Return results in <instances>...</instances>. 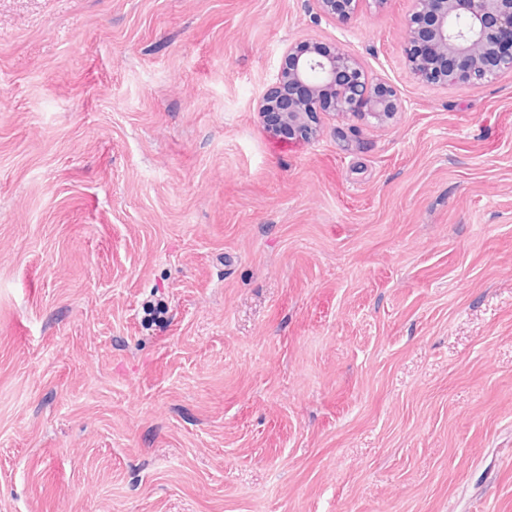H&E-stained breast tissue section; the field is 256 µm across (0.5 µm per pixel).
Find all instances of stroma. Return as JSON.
Returning <instances> with one entry per match:
<instances>
[{"label": "stroma", "instance_id": "stroma-1", "mask_svg": "<svg viewBox=\"0 0 512 512\" xmlns=\"http://www.w3.org/2000/svg\"><path fill=\"white\" fill-rule=\"evenodd\" d=\"M413 0H0V512H512V74ZM404 109L271 133L288 45ZM362 0H314L317 10L334 20L346 22L357 12ZM407 22L405 49L410 72L428 84L489 83L512 73V49L502 38L512 36V0H415ZM425 39L430 63L415 54Z\"/></svg>", "mask_w": 512, "mask_h": 512}]
</instances>
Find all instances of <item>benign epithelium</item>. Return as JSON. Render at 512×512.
Listing matches in <instances>:
<instances>
[{
    "mask_svg": "<svg viewBox=\"0 0 512 512\" xmlns=\"http://www.w3.org/2000/svg\"><path fill=\"white\" fill-rule=\"evenodd\" d=\"M361 0H314L317 10L346 22ZM405 49L410 72L428 84L489 83L512 73V0H415ZM402 109L395 89L368 79L357 57L339 45L308 40L288 46L273 83L259 96L257 112L273 110L288 134L310 138L320 112L368 116L379 123Z\"/></svg>",
    "mask_w": 512,
    "mask_h": 512,
    "instance_id": "obj_1",
    "label": "benign epithelium"
}]
</instances>
